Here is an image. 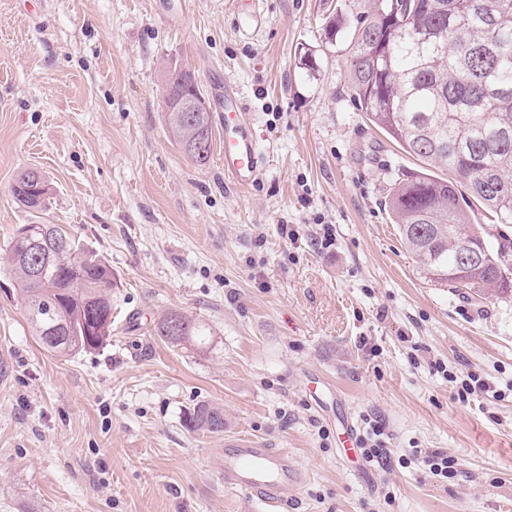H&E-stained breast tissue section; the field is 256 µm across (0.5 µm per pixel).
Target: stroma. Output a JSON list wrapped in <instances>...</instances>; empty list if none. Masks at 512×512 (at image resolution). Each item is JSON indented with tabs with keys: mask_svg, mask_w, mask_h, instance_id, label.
I'll return each mask as SVG.
<instances>
[{
	"mask_svg": "<svg viewBox=\"0 0 512 512\" xmlns=\"http://www.w3.org/2000/svg\"><path fill=\"white\" fill-rule=\"evenodd\" d=\"M361 7L0 0V255L34 220L11 186L36 169L44 220L115 282L110 342L61 357L0 263V512H257L216 464L244 437L308 471L288 512H512V294L427 282L392 223L391 179L419 162L354 105L346 36L328 37ZM173 66L206 98L239 90L260 154L248 190L224 177L220 124L203 167L171 137ZM172 310L205 323L210 346L156 336ZM470 371L504 400H459L448 375ZM199 401L223 406L222 435L186 430ZM345 418L360 439L383 425L386 462L342 454ZM418 450L455 474L432 475ZM415 456L416 460L429 467V471L435 476L448 477V473H453L455 470V460L448 457L447 454L434 452L431 455L421 456V451H419V455Z\"/></svg>",
	"mask_w": 512,
	"mask_h": 512,
	"instance_id": "obj_1",
	"label": "stroma"
}]
</instances>
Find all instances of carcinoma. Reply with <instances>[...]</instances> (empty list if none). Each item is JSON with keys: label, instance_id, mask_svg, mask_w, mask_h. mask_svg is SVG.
Listing matches in <instances>:
<instances>
[{"label": "carcinoma", "instance_id": "cac0c4a2", "mask_svg": "<svg viewBox=\"0 0 512 512\" xmlns=\"http://www.w3.org/2000/svg\"><path fill=\"white\" fill-rule=\"evenodd\" d=\"M347 90L369 122L421 162L397 171L386 205L428 281L477 296L512 292V244L493 243L468 209L481 205L512 224V0H365L346 47ZM175 141H207L212 123L168 117ZM446 171L440 176L436 171ZM16 202L43 211L50 187L36 171L12 186ZM15 235L5 261L15 275L27 321L40 345L62 356L102 347L112 336V268L79 248L57 224ZM484 244L482 262L461 266L466 244ZM43 265L40 279L29 269ZM205 326L172 311L154 328L174 347L199 346ZM191 433H224V408L197 403L183 413Z\"/></svg>", "mask_w": 512, "mask_h": 512}]
</instances>
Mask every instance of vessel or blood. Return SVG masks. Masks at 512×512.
<instances>
[{
  "label": "vessel or blood",
  "instance_id": "vessel-or-blood-1",
  "mask_svg": "<svg viewBox=\"0 0 512 512\" xmlns=\"http://www.w3.org/2000/svg\"><path fill=\"white\" fill-rule=\"evenodd\" d=\"M224 125V175L238 190L252 186L260 173L252 127L242 120L245 104L238 90L225 87L219 101ZM227 490L248 495L265 512H284L309 475L287 452L249 439L225 443L218 457Z\"/></svg>",
  "mask_w": 512,
  "mask_h": 512
}]
</instances>
